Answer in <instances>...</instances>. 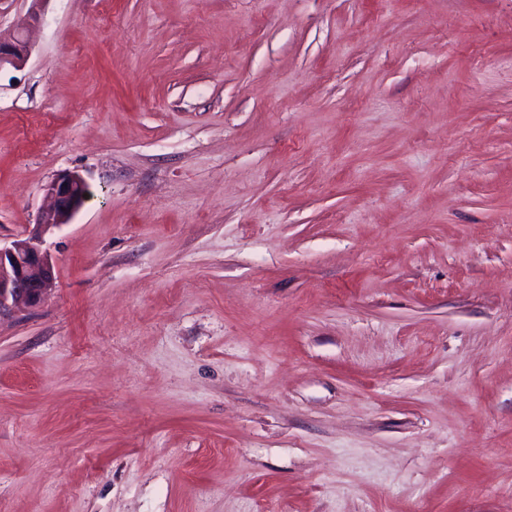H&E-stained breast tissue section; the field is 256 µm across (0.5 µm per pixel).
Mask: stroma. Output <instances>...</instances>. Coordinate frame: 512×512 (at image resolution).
<instances>
[{
	"mask_svg": "<svg viewBox=\"0 0 512 512\" xmlns=\"http://www.w3.org/2000/svg\"><path fill=\"white\" fill-rule=\"evenodd\" d=\"M0 71V512H512V0H47ZM30 46L22 33L9 43H3L0 40V69L11 66L18 67L22 65L30 54ZM85 185L86 180L76 172L58 175L46 186L47 203L39 212L35 230L9 246L0 244V319L10 316L18 304L40 306L54 288L55 265L43 247V236L70 223L86 202Z\"/></svg>",
	"mask_w": 512,
	"mask_h": 512,
	"instance_id": "obj_1",
	"label": "stroma"
}]
</instances>
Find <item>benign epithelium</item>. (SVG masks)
Returning <instances> with one entry per match:
<instances>
[{"label":"benign epithelium","instance_id":"1","mask_svg":"<svg viewBox=\"0 0 512 512\" xmlns=\"http://www.w3.org/2000/svg\"><path fill=\"white\" fill-rule=\"evenodd\" d=\"M29 54V43L20 33L9 43L0 41V69L22 65ZM85 185L86 180L76 172L58 175L46 186L47 203L39 212L35 230L0 246V319L11 315L19 304L40 306L54 288L55 265L44 248L43 236L70 223L86 202Z\"/></svg>","mask_w":512,"mask_h":512}]
</instances>
